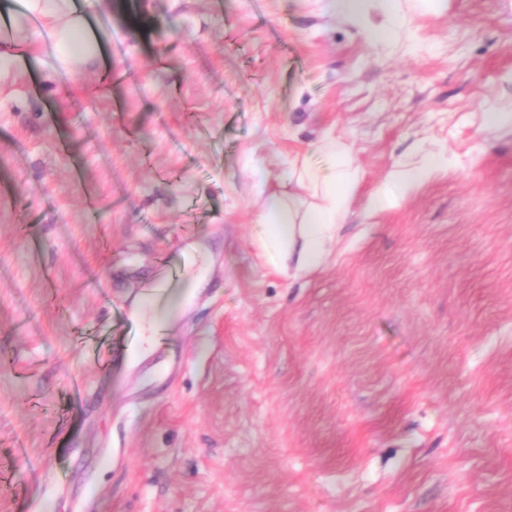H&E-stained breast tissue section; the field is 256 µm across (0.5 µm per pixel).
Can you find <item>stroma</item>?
Here are the masks:
<instances>
[{"label":"stroma","instance_id":"35a3bbf8","mask_svg":"<svg viewBox=\"0 0 512 512\" xmlns=\"http://www.w3.org/2000/svg\"><path fill=\"white\" fill-rule=\"evenodd\" d=\"M83 2L95 66L0 78V512H512V0H400L373 44L329 0ZM326 138L346 221L268 266L266 199ZM447 163L442 156L427 155L420 162L403 166L393 172L388 180L367 199V210L383 211L391 208L408 192L421 185L427 178ZM183 272L184 269L174 268L168 265L160 267L154 279L144 287L147 304L162 299L170 285L176 281Z\"/></svg>","mask_w":512,"mask_h":512}]
</instances>
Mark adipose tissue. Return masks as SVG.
Listing matches in <instances>:
<instances>
[{"instance_id":"obj_1","label":"adipose tissue","mask_w":512,"mask_h":512,"mask_svg":"<svg viewBox=\"0 0 512 512\" xmlns=\"http://www.w3.org/2000/svg\"><path fill=\"white\" fill-rule=\"evenodd\" d=\"M332 7L340 16L362 20L363 36L370 43L382 40L383 28L368 22L369 12L377 11L389 19L399 10L398 0H334ZM26 8L42 19L43 26L29 27L22 34L11 35V46H42L44 30L54 31L60 39L56 54L58 70L67 75L96 56L93 43H85L78 51L71 47L74 35L82 30L80 20L73 13V0H26ZM320 149L333 160L330 173H320L305 161L294 164L288 171L289 182L305 189L312 197L306 208H298L293 198L278 193L270 194L266 200L255 240L272 266L288 262L299 273L319 267L343 223L347 202L359 183V171L352 165L347 144L329 140L322 143ZM444 163L443 157L428 155L418 163L396 170L369 195L368 210L378 212L391 208Z\"/></svg>"}]
</instances>
